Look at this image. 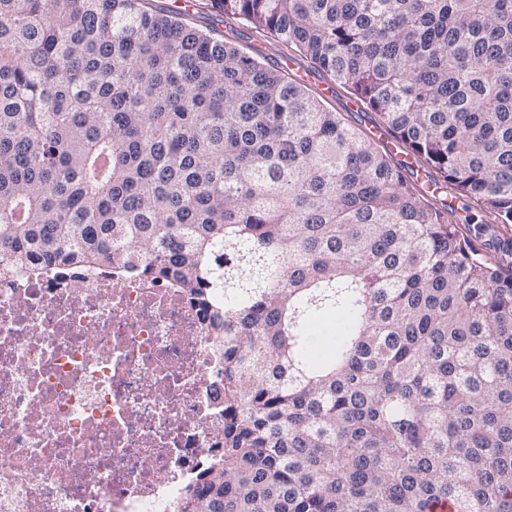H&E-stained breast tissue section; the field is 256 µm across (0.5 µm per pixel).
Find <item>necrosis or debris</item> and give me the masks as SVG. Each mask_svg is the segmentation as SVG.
<instances>
[{"label":"necrosis or debris","instance_id":"4bbe7bcc","mask_svg":"<svg viewBox=\"0 0 512 512\" xmlns=\"http://www.w3.org/2000/svg\"><path fill=\"white\" fill-rule=\"evenodd\" d=\"M223 366L198 304L120 259L0 278V512H176Z\"/></svg>","mask_w":512,"mask_h":512}]
</instances>
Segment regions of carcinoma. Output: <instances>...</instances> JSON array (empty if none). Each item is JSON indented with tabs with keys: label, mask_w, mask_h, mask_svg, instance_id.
Listing matches in <instances>:
<instances>
[{
	"label": "carcinoma",
	"mask_w": 512,
	"mask_h": 512,
	"mask_svg": "<svg viewBox=\"0 0 512 512\" xmlns=\"http://www.w3.org/2000/svg\"><path fill=\"white\" fill-rule=\"evenodd\" d=\"M220 2L405 158L150 0H0V274L201 306L224 446L178 512H512V0ZM290 72L296 74L298 79L305 81L314 89H322L325 86L323 79L305 58L297 56L293 62H288ZM329 96V103L333 110L336 112H345V116L352 124L356 125L361 129L372 130V120L376 117L374 112L363 105L360 101L359 106L354 102H357L353 95L347 92L342 87H336V96L331 97L330 92H326Z\"/></svg>",
	"instance_id": "obj_1"
}]
</instances>
